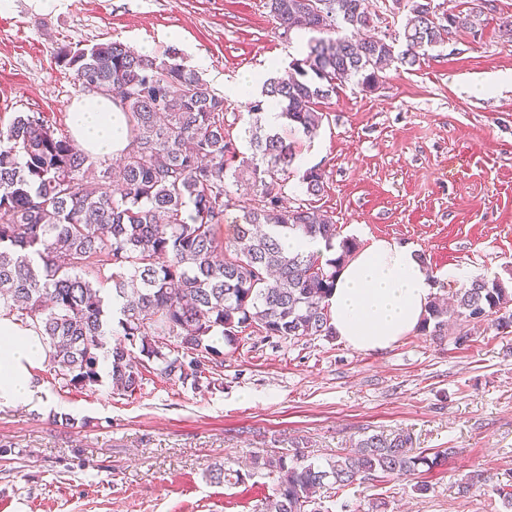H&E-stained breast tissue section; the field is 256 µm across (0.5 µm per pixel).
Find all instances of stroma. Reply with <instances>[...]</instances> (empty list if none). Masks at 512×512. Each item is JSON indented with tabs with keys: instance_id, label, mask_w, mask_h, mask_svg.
Returning <instances> with one entry per match:
<instances>
[{
	"instance_id": "1",
	"label": "stroma",
	"mask_w": 512,
	"mask_h": 512,
	"mask_svg": "<svg viewBox=\"0 0 512 512\" xmlns=\"http://www.w3.org/2000/svg\"><path fill=\"white\" fill-rule=\"evenodd\" d=\"M266 0H32L0 6V129L19 112L43 113L68 133V112L81 91L61 67L63 46L119 40L175 53L225 101L224 126L240 152L247 100L233 89L270 60L304 57L309 33L285 38ZM512 0H495L477 32L462 29L412 70L388 69L379 88L353 83L321 105L314 137L296 144L288 205L304 200L328 211L344 237L415 245L454 297L477 279L512 289ZM204 68H197V61ZM493 92H474L482 79ZM316 167L325 192L308 198L299 175ZM471 346L422 331L382 353H362L335 339L272 343L242 338L225 348L224 386L200 391L157 377L134 396L109 381L61 390L49 367L37 378L39 406L0 409V512H259L271 479L249 475L250 457L287 449L302 438L309 458L348 452L365 432L404 433L413 454H453L417 479L372 481L342 495L321 488L326 512H507L500 501L464 493L474 470L512 474V333L474 325ZM214 463L243 472L217 483ZM416 479V480H417Z\"/></svg>"
}]
</instances>
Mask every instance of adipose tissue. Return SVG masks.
<instances>
[{
	"instance_id": "adipose-tissue-1",
	"label": "adipose tissue",
	"mask_w": 512,
	"mask_h": 512,
	"mask_svg": "<svg viewBox=\"0 0 512 512\" xmlns=\"http://www.w3.org/2000/svg\"><path fill=\"white\" fill-rule=\"evenodd\" d=\"M68 124L90 156H116L128 146L125 116L107 97L74 99ZM434 290V276L413 246L371 238L337 268L328 297L330 324L351 349L382 352L421 326ZM48 356L34 325L0 310V407L41 403L36 372Z\"/></svg>"
}]
</instances>
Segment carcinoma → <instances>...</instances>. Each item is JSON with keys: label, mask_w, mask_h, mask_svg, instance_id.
I'll list each match as a JSON object with an SVG mask.
<instances>
[{"label": "carcinoma", "mask_w": 512, "mask_h": 512, "mask_svg": "<svg viewBox=\"0 0 512 512\" xmlns=\"http://www.w3.org/2000/svg\"><path fill=\"white\" fill-rule=\"evenodd\" d=\"M489 2L439 14L428 0H407L406 49L395 53L386 40L361 36L376 16L373 0H266L280 28L317 36L287 77L262 82L251 109L276 104L282 127L312 137L323 120L320 104L337 86L353 81L374 91L392 65L413 68L452 32L475 29ZM57 59L82 90L96 85L115 95L129 138L111 163L93 160L41 113L20 112L0 131V308L39 327L60 387L100 383L104 352L112 390L121 395L142 390L147 373L221 388L223 378L208 368L223 365L217 341L232 348L243 334L334 336L326 298L336 265L356 241L340 238L333 218L309 203L283 205L294 142L255 122L245 129L251 155H240L224 128V96L170 54H136L112 41L64 46ZM245 175L252 194L226 241V180ZM301 182L311 197L325 191L316 168ZM297 231L339 248V258L288 251L284 238ZM452 318L488 321L505 333L512 292L498 280H475L450 308L432 301L421 331L440 336ZM114 334L120 340L109 348ZM132 348L141 359H131ZM410 444L404 434H364L352 452L324 464L308 460L297 441L257 455L253 468L275 482L260 512H321L317 488L340 493L357 482L401 478L455 453L413 455Z\"/></svg>", "instance_id": "carcinoma-1"}]
</instances>
